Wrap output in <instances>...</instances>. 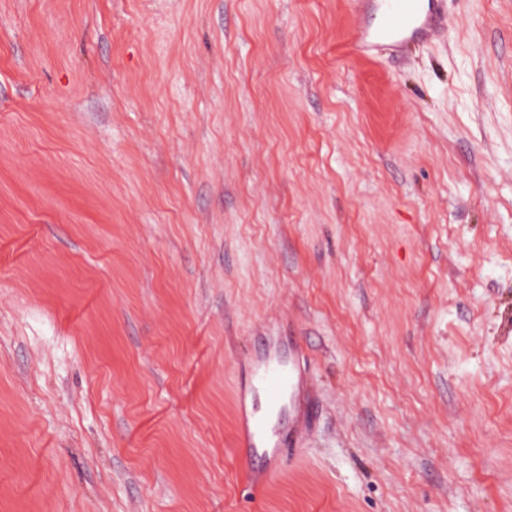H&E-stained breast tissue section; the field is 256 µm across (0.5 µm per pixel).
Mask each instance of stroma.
Masks as SVG:
<instances>
[{
  "instance_id": "1",
  "label": "stroma",
  "mask_w": 512,
  "mask_h": 512,
  "mask_svg": "<svg viewBox=\"0 0 512 512\" xmlns=\"http://www.w3.org/2000/svg\"><path fill=\"white\" fill-rule=\"evenodd\" d=\"M447 2L0 0V512H512V0ZM446 0H355L357 23L351 34V56L369 58L380 51L396 54L446 30ZM292 357H299V350L288 349ZM288 354V364L284 362L285 351L276 343L270 344L262 357L253 364L248 378L249 391L264 403V413L261 416L252 414L247 420L240 435L238 451L241 457L251 464L253 473L251 480L254 485L262 484L272 473L271 459L279 457L282 450L276 447L280 441L283 428L276 423L283 420L284 409L288 398V446L289 437L294 432L293 422L289 417L291 401L300 384L292 361ZM272 448V451H269ZM257 462V465L253 463Z\"/></svg>"
}]
</instances>
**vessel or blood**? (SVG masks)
Here are the masks:
<instances>
[{"instance_id":"b4317fda","label":"vessel or blood","mask_w":512,"mask_h":512,"mask_svg":"<svg viewBox=\"0 0 512 512\" xmlns=\"http://www.w3.org/2000/svg\"><path fill=\"white\" fill-rule=\"evenodd\" d=\"M446 0H354L357 23L351 34V56L369 58L381 51L403 52L417 42L436 38L446 30ZM300 383L285 352L270 344L252 365L248 388L262 398L264 412L248 420L238 442L241 457L253 466V484H262L272 473L271 460L279 456L277 444L287 399Z\"/></svg>"}]
</instances>
